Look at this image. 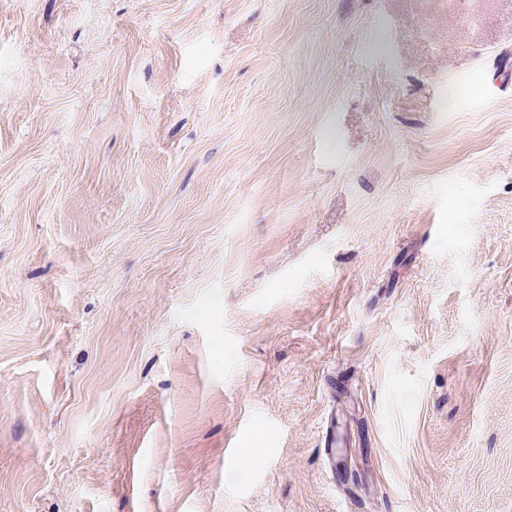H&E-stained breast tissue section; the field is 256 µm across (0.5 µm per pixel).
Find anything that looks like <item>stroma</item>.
Returning a JSON list of instances; mask_svg holds the SVG:
<instances>
[{
  "label": "stroma",
  "mask_w": 512,
  "mask_h": 512,
  "mask_svg": "<svg viewBox=\"0 0 512 512\" xmlns=\"http://www.w3.org/2000/svg\"><path fill=\"white\" fill-rule=\"evenodd\" d=\"M0 512H512V0H0Z\"/></svg>",
  "instance_id": "stroma-1"
}]
</instances>
